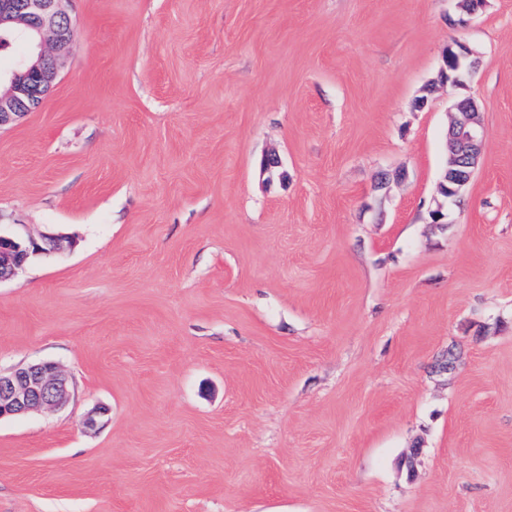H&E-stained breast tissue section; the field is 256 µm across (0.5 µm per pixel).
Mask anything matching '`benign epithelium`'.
<instances>
[{"label": "benign epithelium", "instance_id": "7a95c632", "mask_svg": "<svg viewBox=\"0 0 512 512\" xmlns=\"http://www.w3.org/2000/svg\"><path fill=\"white\" fill-rule=\"evenodd\" d=\"M67 0H0V26L16 24L14 36L28 43V54L15 68L0 70V128L10 125L29 110L41 93L54 85L73 41L74 28L64 7ZM477 68L474 52L465 43L448 48L439 72L441 84L464 86ZM453 120L447 134V168L439 185L448 199L464 195L485 145V132L473 98L451 106ZM41 246L0 233V281L13 277ZM69 397V383L53 362H41L0 373V418L61 407Z\"/></svg>", "mask_w": 512, "mask_h": 512}]
</instances>
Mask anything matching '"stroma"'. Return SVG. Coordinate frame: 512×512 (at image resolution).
<instances>
[{"mask_svg": "<svg viewBox=\"0 0 512 512\" xmlns=\"http://www.w3.org/2000/svg\"><path fill=\"white\" fill-rule=\"evenodd\" d=\"M67 11L0 129V231L71 243L0 283V370L70 396L0 420V512H512V0ZM457 40L476 72L428 92ZM468 96L485 146L436 225Z\"/></svg>", "mask_w": 512, "mask_h": 512, "instance_id": "35a3bbf8", "label": "stroma"}]
</instances>
